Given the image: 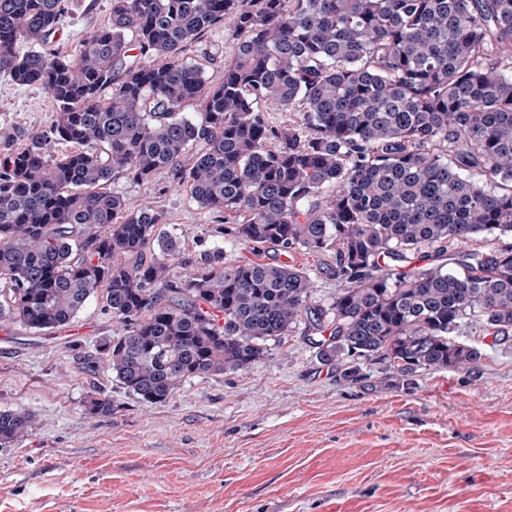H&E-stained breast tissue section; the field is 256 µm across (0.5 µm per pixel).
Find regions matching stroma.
I'll return each mask as SVG.
<instances>
[{"instance_id": "stroma-1", "label": "stroma", "mask_w": 512, "mask_h": 512, "mask_svg": "<svg viewBox=\"0 0 512 512\" xmlns=\"http://www.w3.org/2000/svg\"><path fill=\"white\" fill-rule=\"evenodd\" d=\"M111 2L69 0L52 50L107 26ZM55 116L45 89L0 75V155ZM109 188L163 214L157 232L178 242V274L218 245L227 259L250 256L166 171ZM262 259L305 271L314 304L340 286L327 256ZM123 333L99 296L67 329H0V410L35 418L17 447H0V512H512V340L469 337L481 356L464 370L401 377L365 360L352 382L319 359L302 319L249 369L187 379L150 405L110 371H83L100 340ZM92 397L111 400V416L89 419Z\"/></svg>"}]
</instances>
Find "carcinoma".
<instances>
[{
  "mask_svg": "<svg viewBox=\"0 0 512 512\" xmlns=\"http://www.w3.org/2000/svg\"><path fill=\"white\" fill-rule=\"evenodd\" d=\"M68 10L0 0V74L56 105L48 130L0 156L1 326L61 329L102 295L125 333L84 370L105 364L152 405L251 367L303 316L330 329L319 357L351 380L360 358L400 376L467 368L480 352L456 340L466 327L512 336V248L463 254L462 275L400 266L512 233V0H112L111 24L69 51H19ZM226 20L234 54L202 50L215 72L182 61ZM261 102L299 117L274 125ZM56 142L72 149L56 157ZM160 170L256 258L214 247L177 275V242L155 240L162 214L105 190ZM269 247L333 255L331 304L312 303L305 272L257 258ZM34 425L0 411V447Z\"/></svg>",
  "mask_w": 512,
  "mask_h": 512,
  "instance_id": "carcinoma-1",
  "label": "carcinoma"
}]
</instances>
